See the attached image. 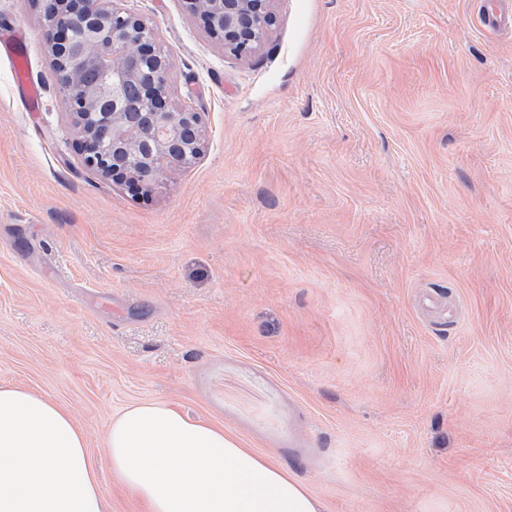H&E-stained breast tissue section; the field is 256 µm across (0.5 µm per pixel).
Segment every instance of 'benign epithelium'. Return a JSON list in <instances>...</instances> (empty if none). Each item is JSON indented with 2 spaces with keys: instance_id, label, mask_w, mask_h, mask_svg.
Returning a JSON list of instances; mask_svg holds the SVG:
<instances>
[{
  "instance_id": "benign-epithelium-1",
  "label": "benign epithelium",
  "mask_w": 512,
  "mask_h": 512,
  "mask_svg": "<svg viewBox=\"0 0 512 512\" xmlns=\"http://www.w3.org/2000/svg\"><path fill=\"white\" fill-rule=\"evenodd\" d=\"M125 0H52L45 36L51 63L64 60V99L80 133L85 164L103 179L149 187L171 169L201 156L205 122L189 105L170 100L171 63L154 25ZM275 0H184L224 52L243 58L258 51L276 23ZM94 43L97 52L86 46ZM105 69V86L84 90L75 66Z\"/></svg>"
}]
</instances>
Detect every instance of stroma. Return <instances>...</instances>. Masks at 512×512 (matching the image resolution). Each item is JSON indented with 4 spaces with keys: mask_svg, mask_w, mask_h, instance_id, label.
<instances>
[{
    "mask_svg": "<svg viewBox=\"0 0 512 512\" xmlns=\"http://www.w3.org/2000/svg\"><path fill=\"white\" fill-rule=\"evenodd\" d=\"M490 0H276L226 56L159 30L206 145L151 192L79 154L31 0L32 114L0 50V384L86 434L109 512H148L104 437L134 401L223 427L323 512H512V32Z\"/></svg>",
    "mask_w": 512,
    "mask_h": 512,
    "instance_id": "35a3bbf8",
    "label": "stroma"
}]
</instances>
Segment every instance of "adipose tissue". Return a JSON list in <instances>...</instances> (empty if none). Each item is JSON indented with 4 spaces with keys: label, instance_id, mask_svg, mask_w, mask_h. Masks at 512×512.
<instances>
[{
    "label": "adipose tissue",
    "instance_id": "ef3b65f1",
    "mask_svg": "<svg viewBox=\"0 0 512 512\" xmlns=\"http://www.w3.org/2000/svg\"><path fill=\"white\" fill-rule=\"evenodd\" d=\"M106 456L149 512H322L307 486L223 428L134 402ZM0 512H107L83 430L54 400L0 386Z\"/></svg>",
    "mask_w": 512,
    "mask_h": 512
}]
</instances>
